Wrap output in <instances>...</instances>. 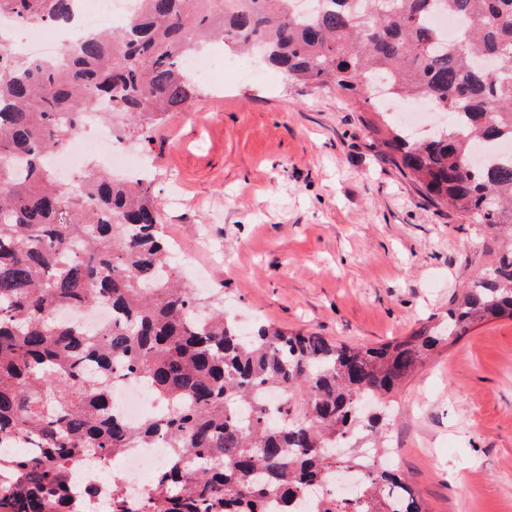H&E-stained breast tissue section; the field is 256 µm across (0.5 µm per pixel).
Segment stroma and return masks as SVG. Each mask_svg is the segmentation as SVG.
Returning a JSON list of instances; mask_svg holds the SVG:
<instances>
[{"label":"stroma","mask_w":512,"mask_h":512,"mask_svg":"<svg viewBox=\"0 0 512 512\" xmlns=\"http://www.w3.org/2000/svg\"><path fill=\"white\" fill-rule=\"evenodd\" d=\"M377 113L262 60L224 54V97L204 90L136 151L165 222L195 252L239 328L270 322L357 346L446 314L497 244L429 204L384 153ZM389 430L427 512H512V321L473 327L405 380Z\"/></svg>","instance_id":"35a3bbf8"}]
</instances>
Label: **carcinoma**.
Wrapping results in <instances>:
<instances>
[{
	"instance_id": "obj_1",
	"label": "carcinoma",
	"mask_w": 512,
	"mask_h": 512,
	"mask_svg": "<svg viewBox=\"0 0 512 512\" xmlns=\"http://www.w3.org/2000/svg\"><path fill=\"white\" fill-rule=\"evenodd\" d=\"M120 35L92 34L64 48V66L0 48V442L26 437L17 481L0 512H63L69 465L162 443L152 512H425L402 478L375 464L384 403L415 366L472 327L512 319V245L450 302L448 325H425L378 347L261 325L243 336L219 295L201 296L174 264L163 213L146 179L91 168L58 181L47 158L79 135L96 108L115 127L153 141L152 127L200 87L186 58L214 41L257 52L302 85H335L368 100L375 79L390 93L430 102L450 125L423 141L382 140L419 192L460 224L512 239V0H143ZM75 0H0L28 24L69 20ZM462 16L450 45L430 16ZM497 61L490 73L478 59ZM107 305L112 324L88 330L62 309ZM97 369L93 377L85 368ZM143 379L166 409L129 425L112 406L115 377ZM264 389L286 394L273 410ZM371 453L336 458L346 436ZM345 467L363 469L350 495L306 491ZM111 512H142L120 490Z\"/></svg>"
}]
</instances>
